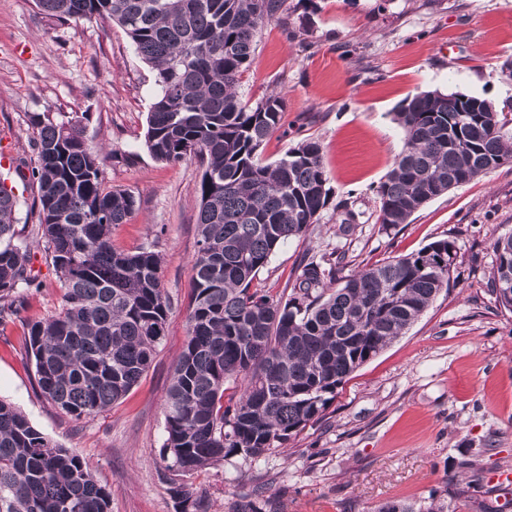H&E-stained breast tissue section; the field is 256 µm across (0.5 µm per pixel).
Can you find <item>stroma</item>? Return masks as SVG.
<instances>
[{
  "label": "stroma",
  "instance_id": "stroma-1",
  "mask_svg": "<svg viewBox=\"0 0 512 512\" xmlns=\"http://www.w3.org/2000/svg\"><path fill=\"white\" fill-rule=\"evenodd\" d=\"M287 23L258 35L241 97L255 105L282 90L280 128L261 158L272 163L312 137L332 191L313 232L280 246L253 281L288 295L306 257L347 250L368 267L454 238L458 259L410 329L337 389L323 418L257 459L233 456L181 478L209 512H236L257 484L262 512H376L390 500L444 498L448 512H512V313L491 292L494 241L512 230V164L451 190L410 223L383 229L375 189L404 146L393 114L438 90L476 96L512 119V0H287ZM155 73L118 26L61 22L33 0H0V150L29 154L31 115H83L84 137L105 149V185L131 192L134 215L112 230L127 253L162 256L170 308L166 336L138 384L93 419L74 421L38 392L24 327L0 333V398L87 461L111 512H182L162 460L164 401L188 334L197 245V159L155 160L145 147ZM356 227L336 234L348 214ZM484 482L467 491L461 464Z\"/></svg>",
  "mask_w": 512,
  "mask_h": 512
}]
</instances>
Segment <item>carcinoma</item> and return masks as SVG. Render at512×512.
I'll use <instances>...</instances> for the list:
<instances>
[{"instance_id": "obj_1", "label": "carcinoma", "mask_w": 512, "mask_h": 512, "mask_svg": "<svg viewBox=\"0 0 512 512\" xmlns=\"http://www.w3.org/2000/svg\"><path fill=\"white\" fill-rule=\"evenodd\" d=\"M286 0H35L61 20L119 26L155 72L158 94L145 145L157 161L199 160L198 251L192 260L189 330L164 406L165 469L184 477L242 455L258 458L320 420L356 369L404 335L443 289L457 249L450 238L383 264L347 270V253L305 259L288 298L251 288L270 256L319 223L331 189L319 141L305 139L274 163L261 147L279 128L275 92L253 106L239 87L256 36ZM37 223L14 228L16 199L0 182V326L20 318L43 287L32 246L55 272L57 312L26 324L25 342L41 395L74 420L125 396L162 345L169 301L161 255L112 248V226L135 212L134 195L104 185L101 150L79 117H29ZM404 148L376 190L388 229L448 193L512 163V128L490 101L438 90L407 97L394 113ZM491 282L512 313V231L493 243ZM230 397H225L228 389ZM183 512L207 500L173 487ZM111 512L88 464L52 443L14 404L0 399V512ZM389 501L376 512H445Z\"/></svg>"}]
</instances>
